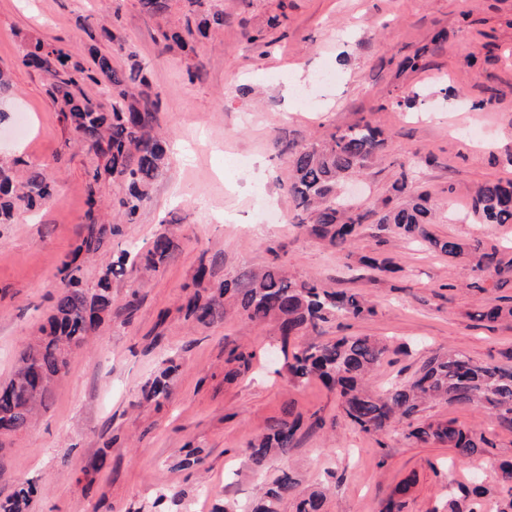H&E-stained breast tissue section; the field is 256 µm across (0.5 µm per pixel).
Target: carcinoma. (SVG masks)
Instances as JSON below:
<instances>
[{
  "instance_id": "1",
  "label": "carcinoma",
  "mask_w": 512,
  "mask_h": 512,
  "mask_svg": "<svg viewBox=\"0 0 512 512\" xmlns=\"http://www.w3.org/2000/svg\"><path fill=\"white\" fill-rule=\"evenodd\" d=\"M189 9L182 22L161 31L162 51L185 50L199 37L208 38L224 28V13H212L207 0H187ZM93 66L86 67L64 44L35 41L22 56L28 69L50 77L49 94L60 105L63 119L75 141L104 160L89 172L88 209L80 241L72 257L58 269V290L42 336L20 357L13 377L0 383V439L26 431L39 408L46 405L54 380L64 373L75 350L88 343L91 334L104 321L112 306V280L130 270L157 276L181 251L174 231L159 230L147 248H128L112 255L102 268L96 287H80L78 259L102 255L105 243L120 234V225L105 219L97 195L98 184L112 178L122 182L125 192L119 198L116 216L134 224L151 198L153 185L169 166V145L159 124L160 99L141 100L129 94L128 85L150 86V73L142 67L123 71L114 66L112 55L94 49ZM103 82L118 90L109 103L89 97L82 84ZM384 133L362 116L338 128L325 139H309L288 146L290 175L288 195L300 211L297 227L329 246L342 248L355 240L366 221V214L339 197L344 178L359 175L381 154ZM401 198L397 206H387L377 224L413 241L425 244L450 259L467 255L478 273L472 287L484 291L485 273L495 276L494 287L512 284V256L479 239L468 243L439 238L432 231L433 215L428 198L413 190L409 171L401 169L392 184ZM474 217L485 224H512V181L478 184L471 191ZM54 203L53 188L44 171L33 169L26 178L15 180V166L0 163V224L12 222L19 211H32ZM217 259L201 255L193 276V291L185 293L179 311L188 321L210 324L233 310L250 324H271L282 344L304 335L322 323L338 317L365 319L374 307L357 292L328 290L312 279L299 280L281 266L246 270L214 282ZM473 318L488 324L512 320V304L480 308ZM408 353L404 344L392 345L370 336H342L326 343L297 346L285 367L295 381L317 379L335 389L341 398L344 419L364 432L385 431L395 419L409 421L407 437L427 444L448 445L457 461L470 459L491 445L477 434L452 420L425 422L418 419L428 403L445 401L457 405L477 404L495 418L499 426L512 430V368L482 364L458 353H436L405 384L382 391L368 385L390 354ZM159 375L141 388L147 402L162 406L171 396L172 377L181 365L166 360ZM301 426L300 419L276 420L266 432L250 443L247 457L252 468L261 471L272 458L292 447ZM500 480L508 486L506 498L496 503V512H512V461L500 467ZM409 484L401 482L383 506V512H402ZM36 487L18 485L0 500V512H26ZM486 493L483 484L461 486L448 492L445 504L430 512H482ZM296 501L295 512H324L326 496L320 490L298 493V481L284 472L272 481L246 512H279L286 499Z\"/></svg>"
}]
</instances>
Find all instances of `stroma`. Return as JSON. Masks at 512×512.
<instances>
[{
  "label": "stroma",
  "mask_w": 512,
  "mask_h": 512,
  "mask_svg": "<svg viewBox=\"0 0 512 512\" xmlns=\"http://www.w3.org/2000/svg\"><path fill=\"white\" fill-rule=\"evenodd\" d=\"M223 11L224 29L192 54L162 52L168 18L140 0H0V67L13 90L0 122V159L44 169L57 200L0 224V382L48 316L58 269L79 240L87 209L92 153L75 145L47 93L48 76L23 67L35 40L69 45L84 65L90 46L116 67H146L159 121L173 148L137 223L122 227L108 253L148 245L170 227L182 239L178 259L149 281L130 272L112 284V312L89 349L73 354L48 407L0 451V497L17 483L35 484L28 512H154L159 492L175 494L172 512H212L224 500L256 498L265 480L289 472L300 490L325 488V512H380L394 487L410 480L404 512H427L456 483L477 477L498 485L499 461L512 459V430L483 408L445 402L427 420H453L486 433L492 446L470 462L447 445L407 439L406 422L376 434L349 425L339 397L320 381L270 373L268 327L229 316L210 325L185 320L180 298L201 255L219 259L218 278L271 264L297 279L360 293L375 308L365 319L337 318L308 343L374 336L410 343L376 372L373 385L407 381L433 353L456 351L477 362L512 367V323L472 320L479 307L512 297L511 288L470 290L468 257L440 252L362 227L344 252L300 232L288 196L292 139H322L367 118L387 145L351 189L356 205L380 208L400 166L427 192L433 229L442 237L512 247V224H483L471 215L467 187L512 179V0H208ZM285 12L274 43L259 55L248 37ZM121 46L93 43L101 29ZM422 54L424 68H402ZM202 76L189 80L187 69ZM333 70L330 79L321 78ZM302 98L285 96L287 86ZM418 91L415 107L404 97ZM390 258L380 273L365 254ZM138 290L140 307L124 304ZM253 353V367L232 373L231 349ZM181 369L170 400L144 402L140 386L165 359ZM300 418L295 445L263 475L243 466L250 441L272 420Z\"/></svg>",
  "instance_id": "35a3bbf8"
}]
</instances>
